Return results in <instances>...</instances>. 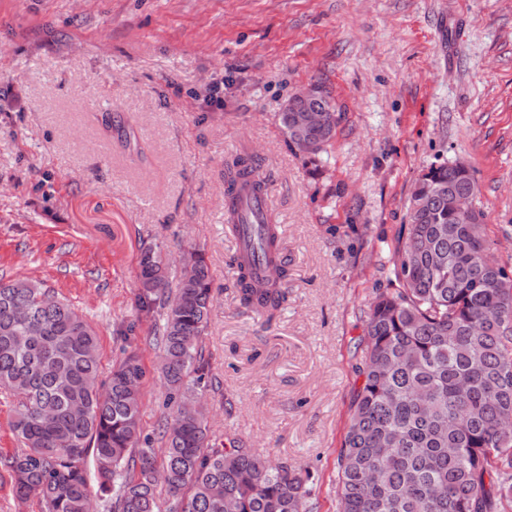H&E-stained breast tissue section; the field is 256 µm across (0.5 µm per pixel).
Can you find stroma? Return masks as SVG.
Wrapping results in <instances>:
<instances>
[{"instance_id":"stroma-1","label":"stroma","mask_w":512,"mask_h":512,"mask_svg":"<svg viewBox=\"0 0 512 512\" xmlns=\"http://www.w3.org/2000/svg\"><path fill=\"white\" fill-rule=\"evenodd\" d=\"M317 82L340 120L314 176L279 114ZM243 155L288 264L269 323L237 300L224 226V165ZM455 159L474 168L493 257L512 271V0H0V279L77 308L102 373L139 356L151 435L167 410L155 325L135 310L140 252L203 246L211 442L312 470L314 512L336 510L354 341L376 289L395 285L414 182ZM14 416L0 394V512H40L1 463L22 448Z\"/></svg>"}]
</instances>
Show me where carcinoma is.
<instances>
[{
	"label": "carcinoma",
	"instance_id": "1",
	"mask_svg": "<svg viewBox=\"0 0 512 512\" xmlns=\"http://www.w3.org/2000/svg\"><path fill=\"white\" fill-rule=\"evenodd\" d=\"M301 109L327 113L299 137ZM338 118L328 92L290 97L280 112L288 146L317 165ZM226 228L239 227L242 195L267 191L255 161L224 166ZM465 161L432 165L416 180L410 224L396 250L399 287L369 303L354 372L350 416L337 455L336 512H500L512 500V274L486 260V214L473 224L455 197H476ZM258 241L267 276L252 254H236L239 305L271 322L287 299L288 265L279 226L261 222ZM175 285L155 247L141 250L138 317L156 318L164 356L161 379L171 419L160 447L141 437L146 371L129 354L99 379L94 327L67 301L29 279H0V388L18 407L12 429L23 449L4 460L16 497H35L43 512H96V498L115 494L112 512H312L313 475L270 464L237 438L210 444L197 390L211 380L201 345L212 300L205 253ZM92 457L97 488L86 459Z\"/></svg>",
	"mask_w": 512,
	"mask_h": 512
}]
</instances>
